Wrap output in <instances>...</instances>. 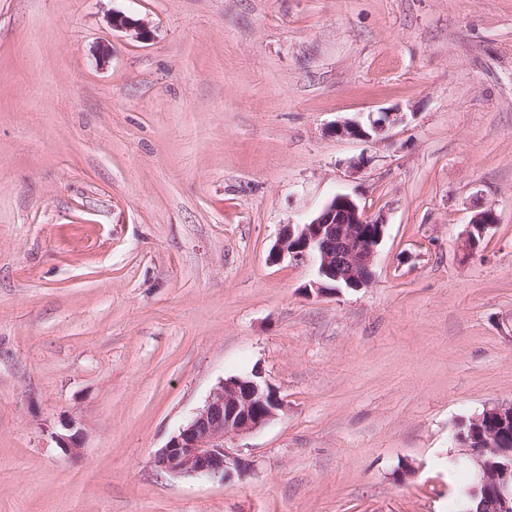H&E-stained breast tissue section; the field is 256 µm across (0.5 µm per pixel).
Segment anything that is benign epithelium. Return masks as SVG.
I'll return each mask as SVG.
<instances>
[{
    "label": "benign epithelium",
    "mask_w": 512,
    "mask_h": 512,
    "mask_svg": "<svg viewBox=\"0 0 512 512\" xmlns=\"http://www.w3.org/2000/svg\"><path fill=\"white\" fill-rule=\"evenodd\" d=\"M112 28L148 35L147 28L123 14H112ZM403 121L400 112H370L364 120L338 122L330 133L338 138L378 140ZM498 223L495 210L473 217L464 241L466 256L478 248L476 237ZM383 216H375L347 194L332 196L308 221L286 225L269 253V261L286 257L311 262L321 295L341 288L360 289L374 277L377 248L384 236ZM283 400L258 376H232L219 382L202 408L157 451L155 466L172 475L229 477L247 464L239 449L227 446L235 436L252 433L282 409ZM475 477L471 496L488 503L490 512H512V403L493 404L472 419L468 433H457Z\"/></svg>",
    "instance_id": "obj_1"
}]
</instances>
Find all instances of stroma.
Segmentation results:
<instances>
[{"mask_svg": "<svg viewBox=\"0 0 512 512\" xmlns=\"http://www.w3.org/2000/svg\"><path fill=\"white\" fill-rule=\"evenodd\" d=\"M339 193L386 226L322 296L268 255ZM255 370L244 473L154 466ZM510 401L512 0H0V512H456L458 426ZM403 121L402 112H369L364 120L338 122L330 133L338 138L372 141L382 139L390 127ZM497 222V215L495 210L491 207L475 214L470 224L468 225V230L466 232V238L464 241V254L467 257L473 255L474 251L478 248L475 233H478L480 239L482 240L485 237L487 230L493 227L494 224H497Z\"/></svg>", "mask_w": 512, "mask_h": 512, "instance_id": "stroma-1", "label": "stroma"}]
</instances>
